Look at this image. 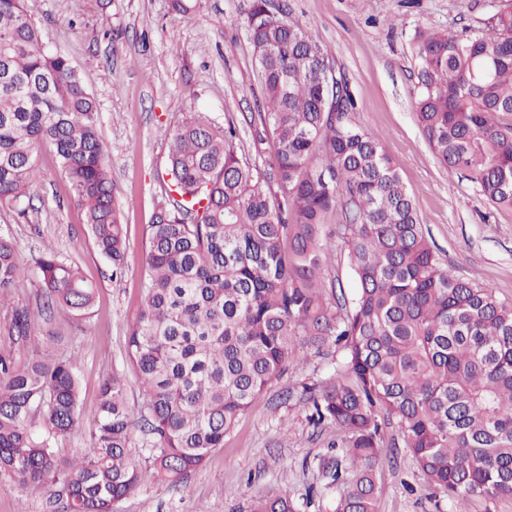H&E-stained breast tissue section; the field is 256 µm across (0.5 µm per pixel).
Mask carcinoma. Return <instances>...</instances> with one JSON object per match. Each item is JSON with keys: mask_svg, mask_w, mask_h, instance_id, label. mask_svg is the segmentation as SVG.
I'll return each instance as SVG.
<instances>
[{"mask_svg": "<svg viewBox=\"0 0 512 512\" xmlns=\"http://www.w3.org/2000/svg\"><path fill=\"white\" fill-rule=\"evenodd\" d=\"M253 0L247 18L275 143L262 168L238 154L237 128L189 112L168 149L170 179L148 225L142 301L126 341L141 387L129 406L112 370L91 414L68 359L0 358V476L23 492L59 488L63 512H114L149 481L179 487L286 370L299 342L338 345L335 380L305 385L308 423L339 431L319 458L325 488L348 480L336 512H375L382 422L430 484L460 500L512 498V303L443 265L379 137L352 119L354 100L317 35ZM416 120L435 157L512 207V0L487 30L418 36ZM96 101L47 49L26 0H0V206L28 217L51 146L94 245L122 273L126 241ZM347 252L352 302L327 281L331 241ZM18 254L0 236V303ZM42 311L86 319L97 288L55 253L34 259ZM14 312L12 333L31 335ZM149 440L131 448L134 427ZM79 429L70 461L59 440ZM250 512H296L283 493Z\"/></svg>", "mask_w": 512, "mask_h": 512, "instance_id": "1", "label": "carcinoma"}]
</instances>
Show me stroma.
I'll return each instance as SVG.
<instances>
[{"instance_id":"35a3bbf8","label":"stroma","mask_w":512,"mask_h":512,"mask_svg":"<svg viewBox=\"0 0 512 512\" xmlns=\"http://www.w3.org/2000/svg\"><path fill=\"white\" fill-rule=\"evenodd\" d=\"M293 19L315 32L348 83L354 121L383 142L413 197L425 234L444 264L512 302V209L490 203L468 172L433 155L417 124L415 43L419 32L468 37L485 30L501 0H283ZM252 0H201L175 12L171 0H35L32 19L43 43L66 55L98 107V132L108 149L113 192L126 227L123 275L96 250L73 203L51 147L37 153L40 181L34 209L20 219L0 207V234L19 261L7 304L0 307V355L24 365L34 354L63 356L75 365L84 413L98 405L103 378L124 372L130 405L140 400L126 358V337L140 309L148 226L162 196L168 144L189 112L217 123L233 118L238 146L257 165L274 155L260 124L259 81L247 30ZM53 251L77 263L98 292L87 323L68 311L37 318L27 341L11 337L13 313L36 314L42 299L33 261ZM335 347L300 343L283 376L242 415L180 488L155 482L117 503L116 512H249L261 493L289 494L297 512H335L344 484L328 489L315 467L335 429L313 432L306 422L303 384L334 376ZM376 512H457L438 494L404 448L383 447ZM0 512H58L50 495L28 496L0 479Z\"/></svg>"}]
</instances>
